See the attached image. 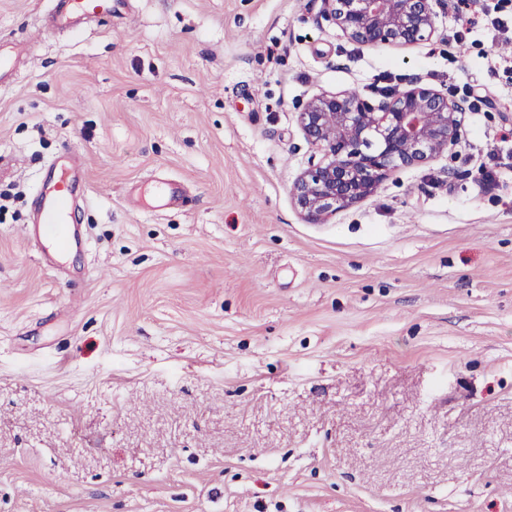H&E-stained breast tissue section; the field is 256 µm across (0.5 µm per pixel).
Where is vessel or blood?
<instances>
[{
	"mask_svg": "<svg viewBox=\"0 0 512 512\" xmlns=\"http://www.w3.org/2000/svg\"><path fill=\"white\" fill-rule=\"evenodd\" d=\"M126 7V0H58L49 20L50 27H73L100 16H113ZM79 157L53 162L38 204V221L44 234L62 245L71 242L70 226L76 221L78 207L74 196Z\"/></svg>",
	"mask_w": 512,
	"mask_h": 512,
	"instance_id": "b4317fda",
	"label": "vessel or blood"
}]
</instances>
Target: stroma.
Returning <instances> with one entry per match:
<instances>
[{"label":"stroma","mask_w":512,"mask_h":512,"mask_svg":"<svg viewBox=\"0 0 512 512\" xmlns=\"http://www.w3.org/2000/svg\"><path fill=\"white\" fill-rule=\"evenodd\" d=\"M0 0V512H512V60L452 0L360 47L323 0H128L41 32ZM463 98L460 144L307 223L298 108L394 78ZM79 152L80 247L29 237ZM180 205L145 211L157 175Z\"/></svg>","instance_id":"35a3bbf8"}]
</instances>
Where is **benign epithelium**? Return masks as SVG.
<instances>
[{
    "instance_id": "1",
    "label": "benign epithelium",
    "mask_w": 512,
    "mask_h": 512,
    "mask_svg": "<svg viewBox=\"0 0 512 512\" xmlns=\"http://www.w3.org/2000/svg\"><path fill=\"white\" fill-rule=\"evenodd\" d=\"M325 15L362 47L413 46L437 32L439 0H324ZM298 121L315 149L291 198L303 218L322 223L371 196L391 173L423 166L459 144L464 111L448 93L404 83L377 105L344 91H321Z\"/></svg>"
}]
</instances>
